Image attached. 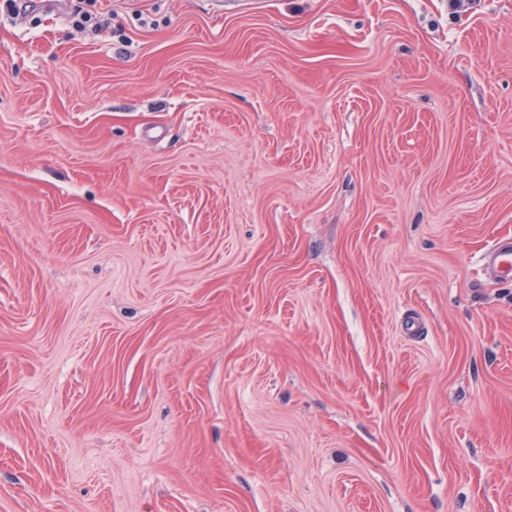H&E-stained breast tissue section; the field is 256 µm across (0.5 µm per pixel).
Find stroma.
I'll use <instances>...</instances> for the list:
<instances>
[{
	"mask_svg": "<svg viewBox=\"0 0 512 512\" xmlns=\"http://www.w3.org/2000/svg\"><path fill=\"white\" fill-rule=\"evenodd\" d=\"M0 0V512H512V0ZM484 274L489 278H512V240L494 241L482 258Z\"/></svg>",
	"mask_w": 512,
	"mask_h": 512,
	"instance_id": "obj_1",
	"label": "stroma"
}]
</instances>
